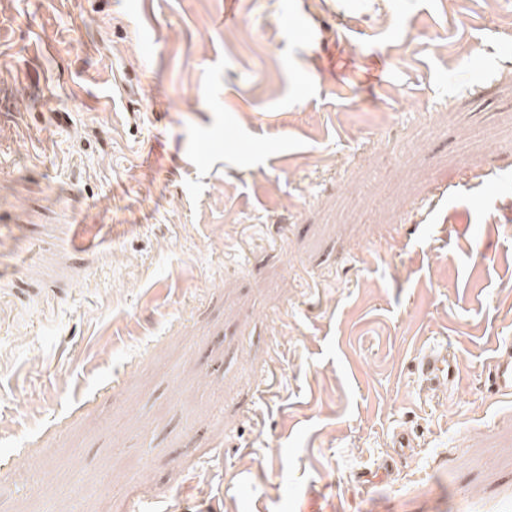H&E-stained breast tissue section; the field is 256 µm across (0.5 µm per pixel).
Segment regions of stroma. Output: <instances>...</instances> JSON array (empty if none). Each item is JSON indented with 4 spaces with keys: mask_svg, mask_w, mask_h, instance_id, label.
I'll return each instance as SVG.
<instances>
[{
    "mask_svg": "<svg viewBox=\"0 0 512 512\" xmlns=\"http://www.w3.org/2000/svg\"><path fill=\"white\" fill-rule=\"evenodd\" d=\"M509 339L512 0H0V512H512ZM492 386L502 394L512 393V349L501 351L493 367ZM421 371L438 385H444L447 382L449 384L456 378L458 360L452 353H448V363L446 365V363L429 354L422 359Z\"/></svg>",
    "mask_w": 512,
    "mask_h": 512,
    "instance_id": "obj_1",
    "label": "stroma"
}]
</instances>
